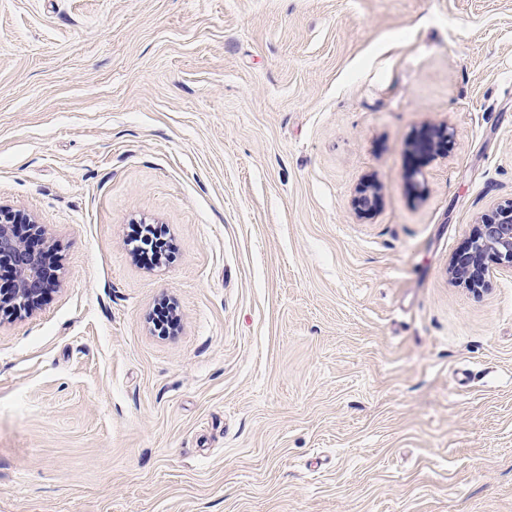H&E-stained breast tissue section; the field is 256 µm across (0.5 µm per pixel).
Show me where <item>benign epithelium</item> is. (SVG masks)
I'll list each match as a JSON object with an SVG mask.
<instances>
[{
	"label": "benign epithelium",
	"instance_id": "7a95c632",
	"mask_svg": "<svg viewBox=\"0 0 512 512\" xmlns=\"http://www.w3.org/2000/svg\"><path fill=\"white\" fill-rule=\"evenodd\" d=\"M29 216L0 206V259L15 270L7 294H0V307L7 304L16 313L26 311L52 288L58 279L40 251L29 246L27 233H19ZM455 283L480 291L498 275L512 276V197L495 204L492 219L478 225L468 248L450 262Z\"/></svg>",
	"mask_w": 512,
	"mask_h": 512
}]
</instances>
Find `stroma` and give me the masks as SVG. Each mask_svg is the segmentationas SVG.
Here are the masks:
<instances>
[{"label":"stroma","mask_w":512,"mask_h":512,"mask_svg":"<svg viewBox=\"0 0 512 512\" xmlns=\"http://www.w3.org/2000/svg\"><path fill=\"white\" fill-rule=\"evenodd\" d=\"M511 196L512 0H0V512H512ZM449 272L455 283L474 291L487 288L497 275L512 276V197L496 202L493 218L478 225ZM32 222L28 215L0 206V259H7L15 270L8 293L4 295L1 291L0 313L5 302L10 311H27L58 279L57 270L50 266L40 251L29 246L27 231L19 234L22 224L34 228ZM127 244L131 252L145 264L156 265L168 258L170 241L165 238L161 228L155 224H134Z\"/></svg>","instance_id":"obj_1"}]
</instances>
